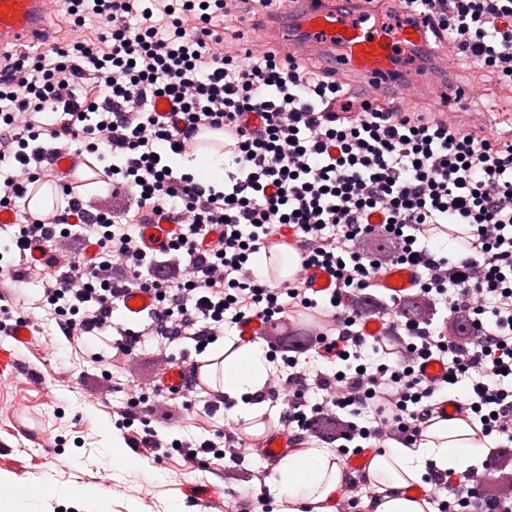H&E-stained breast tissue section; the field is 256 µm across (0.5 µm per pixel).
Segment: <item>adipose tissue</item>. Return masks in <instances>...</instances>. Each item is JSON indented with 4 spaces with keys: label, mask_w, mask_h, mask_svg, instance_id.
Segmentation results:
<instances>
[{
    "label": "adipose tissue",
    "mask_w": 512,
    "mask_h": 512,
    "mask_svg": "<svg viewBox=\"0 0 512 512\" xmlns=\"http://www.w3.org/2000/svg\"><path fill=\"white\" fill-rule=\"evenodd\" d=\"M202 371L214 388L230 401L234 421H258L268 407L261 397L269 362L261 350L250 345L219 344L205 356ZM478 426L461 419H433L413 447H392L369 462L368 476L378 491L368 500L369 512H430L426 500L409 495L410 484L421 481L427 472L465 473L479 469L482 442ZM343 471L338 458L313 448L280 458L270 485L283 505L282 512H333L331 504L339 491Z\"/></svg>",
    "instance_id": "adipose-tissue-1"
}]
</instances>
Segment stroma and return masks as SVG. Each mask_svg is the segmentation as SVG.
Returning <instances> with one entry per match:
<instances>
[{
	"label": "stroma",
	"instance_id": "1",
	"mask_svg": "<svg viewBox=\"0 0 512 512\" xmlns=\"http://www.w3.org/2000/svg\"><path fill=\"white\" fill-rule=\"evenodd\" d=\"M456 80L471 86V110L464 116L472 130L501 142H512V87L486 70L458 63ZM40 279H33L21 302L1 317L5 324L28 319L33 335L15 345L0 334V348L13 352L14 372L0 376V478L13 481L17 493L36 496L37 512H203L187 496L186 486L220 485L224 496L210 501L205 512H226L235 503L246 512L252 497L264 495L270 512H280L259 452L247 451L243 465L212 459L188 462L178 451L157 454L133 447L122 424L130 398L143 428L159 439H216L235 433L227 408L203 404L187 407L186 396L155 400L149 392L167 366L182 357L199 360L192 340L155 338L123 354L110 335L76 339L64 335L53 315L41 305ZM120 445L123 465L112 463L111 448ZM59 490L40 497L43 484Z\"/></svg>",
	"mask_w": 512,
	"mask_h": 512
}]
</instances>
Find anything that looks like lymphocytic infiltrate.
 <instances>
[{"label":"lymphocytic infiltrate","mask_w":512,"mask_h":512,"mask_svg":"<svg viewBox=\"0 0 512 512\" xmlns=\"http://www.w3.org/2000/svg\"><path fill=\"white\" fill-rule=\"evenodd\" d=\"M75 25L92 11L97 25L50 54L0 61V208H20L28 184L52 173L62 152L97 155L107 163L122 210H90L68 193L48 224H13L18 253L43 245L41 260L0 264V301L44 273L43 305L69 336H99L126 288L151 291L147 330H122L118 350L146 337L189 339L204 351L225 326L258 317L308 311L322 329L315 340L346 369L297 370L280 381L288 427L309 432L345 411L340 437L372 447L399 440L412 446L450 391L465 386L459 409L482 435L512 443V142L469 131L432 112L383 105L350 93L331 74L260 46L230 50L223 27L272 15L280 0H59ZM448 39L457 60L475 63L512 84V0H399ZM92 81L93 98L78 93ZM167 100L168 113L157 111ZM231 128L224 154L232 168L223 189L179 174L170 155H186L204 128ZM176 221L166 247L181 255L175 274L146 250L144 225ZM443 224H467L466 257L453 261L423 243ZM283 226L294 230L307 267L336 283L320 296L299 275L273 288L250 265ZM218 238L201 243L210 230ZM75 238L91 258L63 250ZM373 240L394 247L388 260L361 249ZM397 265L421 269L419 296L464 316L474 339L416 318L380 317L405 351L368 369L363 349L379 353L382 338L362 330L344 296H362ZM122 279H114V270ZM429 359L445 379L421 377ZM366 425H359L358 417ZM464 495L437 500V512H512L485 499L473 474Z\"/></svg>","instance_id":"obj_1"}]
</instances>
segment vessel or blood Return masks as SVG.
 Segmentation results:
<instances>
[{
    "label": "vessel or blood",
    "mask_w": 512,
    "mask_h": 512,
    "mask_svg": "<svg viewBox=\"0 0 512 512\" xmlns=\"http://www.w3.org/2000/svg\"><path fill=\"white\" fill-rule=\"evenodd\" d=\"M53 0H0V49L9 45L36 46L50 37L49 15ZM263 35L282 45L294 56L327 61L332 70L373 93L388 89L403 95L430 98L440 109L465 108L471 90L453 84L447 44H436L432 30L418 16L404 17L390 31L367 25L362 12L338 10L335 0H294L288 14L262 24ZM60 171L73 185L93 179L92 165L74 154L61 155ZM59 192L48 178L29 185L24 208L16 212L0 208V224L23 220L31 224L51 222L55 207L40 196ZM175 225L149 224L143 229L146 245L165 247L173 238ZM418 272L414 266H395L383 276L380 286L396 296L415 294ZM288 430L276 429L264 441L262 456L274 462L293 450Z\"/></svg>",
    "instance_id": "b4317fda"
}]
</instances>
